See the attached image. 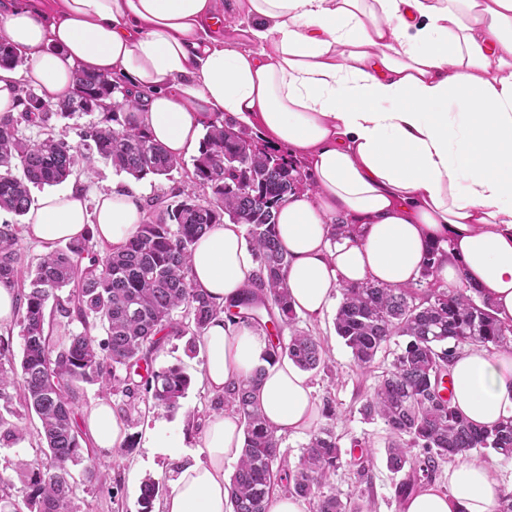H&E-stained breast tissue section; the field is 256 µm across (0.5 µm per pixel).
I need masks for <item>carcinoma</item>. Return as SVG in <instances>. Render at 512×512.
Listing matches in <instances>:
<instances>
[{"label":"carcinoma","instance_id":"obj_1","mask_svg":"<svg viewBox=\"0 0 512 512\" xmlns=\"http://www.w3.org/2000/svg\"><path fill=\"white\" fill-rule=\"evenodd\" d=\"M21 63L17 48L0 40V66ZM74 79V95L45 111L33 106L36 94L22 85V109L0 112V209L16 217L32 204L31 188L64 182L77 164L103 160L136 181L167 178L185 168L182 158L168 154L129 113L145 92L127 87L123 102L109 105L117 89L112 79L80 70ZM81 98L99 117L76 128L77 140L19 134L23 124L48 128L55 117L88 114L77 107ZM191 165L180 187L141 206L143 219L122 249L101 257L92 250V236L70 241L41 257L21 284L18 229L0 224V285L16 288V324L23 339L17 364L10 336H0V400L11 402L7 388L20 377L19 405L40 420L43 454L17 467L23 503L13 499L14 484L0 478V504L10 512H21L22 505L29 512H76L73 467L84 461L75 412L79 384L120 387L131 402L144 397L170 410L180 407L191 377L176 365L150 368L169 336H189L193 352L210 322L226 312L268 335L264 362L286 356L304 371L328 368L320 339L293 328L298 315L286 284L289 260L275 232L288 195L312 187L307 174L223 112L213 113L205 125ZM227 219L245 226L256 267L241 297L220 306L193 287L188 258L196 239ZM432 260L426 258L421 280L410 288L371 283L341 288L334 319L337 336L367 374L392 341L404 339L358 410L363 420L385 426L387 468L405 473L396 484L402 501L431 483L443 460L486 448L512 457V417L475 427L453 407L452 396L442 395L455 355L466 346L511 349L512 324L501 322L478 290L463 283L437 285ZM49 313L68 325L79 322L82 331L54 341L47 331ZM284 328L291 330L286 340L280 336ZM264 372V366L256 367L215 397L216 408L236 413L243 427L242 456L226 485L230 512H267L277 489L311 501L313 512H371V504L358 503L353 493L321 491L342 465L333 428L314 431L298 466L287 469L279 438L254 399ZM18 416L0 413V444L27 438L14 421ZM158 490L157 482L144 483L142 512H152Z\"/></svg>","mask_w":512,"mask_h":512}]
</instances>
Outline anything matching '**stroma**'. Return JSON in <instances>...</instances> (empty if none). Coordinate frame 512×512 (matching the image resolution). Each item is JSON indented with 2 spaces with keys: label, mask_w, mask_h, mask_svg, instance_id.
Wrapping results in <instances>:
<instances>
[{
  "label": "stroma",
  "mask_w": 512,
  "mask_h": 512,
  "mask_svg": "<svg viewBox=\"0 0 512 512\" xmlns=\"http://www.w3.org/2000/svg\"><path fill=\"white\" fill-rule=\"evenodd\" d=\"M182 173H172L170 178L134 180L115 173L111 165L97 162L93 167H78L66 180V187L80 190L88 208H95L100 194L111 192L113 185L128 186L136 190L139 201H146L160 193L179 187ZM335 312L327 310L317 319L299 317L296 327L320 336L329 354L328 371L309 374L315 403L332 398L339 413L334 422L335 432L341 439L344 452L343 464L328 482L330 488L347 493L361 491L364 499L373 500L375 512H403V503L395 495L399 475L386 466L385 440L387 434L382 423L364 421L358 409L373 390V377L362 374L354 364L349 349L334 330ZM187 340L183 337L167 338L153 356L154 368L179 365L190 375L192 383L181 406L170 411L153 406L147 401H137L132 410L127 441L131 448L117 459L101 458L91 437H84L82 445L97 458L98 477L90 483H79L74 504L78 512H141V487L146 480L158 481L163 488H170L171 479L179 463L200 460L202 453L201 425L211 413L212 393L201 379L199 355L189 354ZM167 423L171 430L180 432L185 448L181 458L173 459L150 448V431L155 422ZM370 446L373 461L368 479L357 482L356 467L350 455L353 441Z\"/></svg>",
  "instance_id": "obj_1"
}]
</instances>
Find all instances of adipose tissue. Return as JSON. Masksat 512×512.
<instances>
[{
  "instance_id": "1",
  "label": "adipose tissue",
  "mask_w": 512,
  "mask_h": 512,
  "mask_svg": "<svg viewBox=\"0 0 512 512\" xmlns=\"http://www.w3.org/2000/svg\"><path fill=\"white\" fill-rule=\"evenodd\" d=\"M245 14L246 26L231 23ZM23 54L0 67V112L27 84L67 99L74 71L148 90L134 114L169 153L196 151L211 113L223 112L300 158L313 190L290 195L276 234L289 258L297 314L322 316L340 288H406L426 257L446 287L466 284L512 322V0H23L0 14ZM342 218L352 233L332 240ZM141 221L134 190L88 210L67 190L43 194L26 235L45 251L87 235L120 249ZM195 288L227 304L256 263L241 225L219 224L193 246ZM268 339L216 318L197 348L215 394L261 364ZM453 404L470 422L512 416V353L470 346L451 366ZM255 399L276 433L316 419L306 371L267 366ZM96 447H122L126 422L106 400L86 410ZM205 461L174 474L162 512H229L224 466L237 461L242 427L219 411L204 423ZM502 486L480 457L448 470V489L426 486L404 512H495Z\"/></svg>"
}]
</instances>
